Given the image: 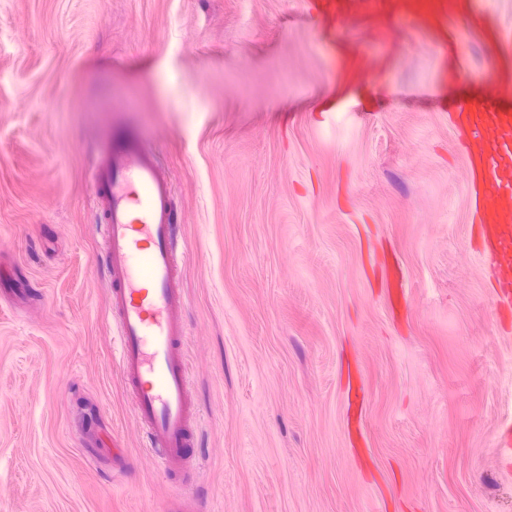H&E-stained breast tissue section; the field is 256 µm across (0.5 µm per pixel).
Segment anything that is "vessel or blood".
<instances>
[{
  "label": "vessel or blood",
  "instance_id": "obj_1",
  "mask_svg": "<svg viewBox=\"0 0 512 512\" xmlns=\"http://www.w3.org/2000/svg\"><path fill=\"white\" fill-rule=\"evenodd\" d=\"M319 41L339 53L337 81L354 87L382 69L384 55L368 40L345 43L337 33L358 18L373 25L393 14L402 25L434 32L441 45L455 41L458 23L484 29L488 67L457 72L466 91L452 105L455 125L467 131V156L476 183L475 208L495 263L499 294L512 296V94H503L498 68L503 51L494 15L461 14L458 0H306ZM104 231L101 255L117 326L113 350L149 448L165 469L179 471L193 458L179 286L176 210L171 183L138 137L111 129L105 155L89 176Z\"/></svg>",
  "mask_w": 512,
  "mask_h": 512
}]
</instances>
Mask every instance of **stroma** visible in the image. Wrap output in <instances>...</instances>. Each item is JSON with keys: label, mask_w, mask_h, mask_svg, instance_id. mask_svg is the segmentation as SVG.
<instances>
[{"label": "stroma", "mask_w": 512, "mask_h": 512, "mask_svg": "<svg viewBox=\"0 0 512 512\" xmlns=\"http://www.w3.org/2000/svg\"><path fill=\"white\" fill-rule=\"evenodd\" d=\"M401 31L333 112L305 0H0V512H512V303L449 70ZM170 180L200 461L119 375L89 192L109 129Z\"/></svg>", "instance_id": "1"}]
</instances>
